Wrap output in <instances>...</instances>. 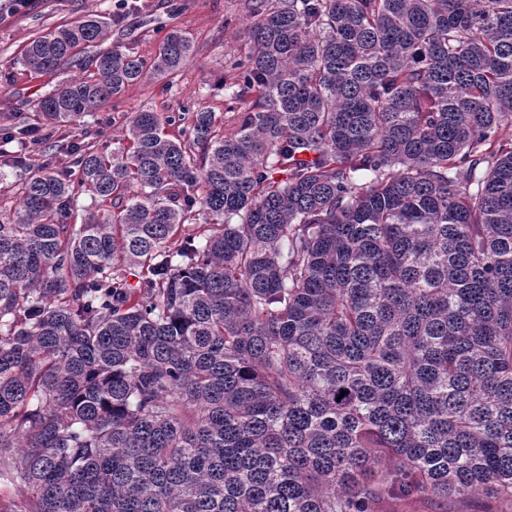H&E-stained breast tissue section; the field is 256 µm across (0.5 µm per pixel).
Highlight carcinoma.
<instances>
[{
    "label": "carcinoma",
    "mask_w": 512,
    "mask_h": 512,
    "mask_svg": "<svg viewBox=\"0 0 512 512\" xmlns=\"http://www.w3.org/2000/svg\"><path fill=\"white\" fill-rule=\"evenodd\" d=\"M249 108L135 112L0 214V512L512 503V0H242ZM89 14L30 42L53 71ZM109 50L38 140L193 55ZM90 204L80 203V198ZM205 216L199 231L184 225ZM79 219L73 224L70 219ZM140 272L137 285L129 277ZM346 395H341V391Z\"/></svg>",
    "instance_id": "obj_1"
}]
</instances>
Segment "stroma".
<instances>
[{"mask_svg":"<svg viewBox=\"0 0 512 512\" xmlns=\"http://www.w3.org/2000/svg\"><path fill=\"white\" fill-rule=\"evenodd\" d=\"M111 10L112 0H38L30 13L1 18L0 117L8 114L17 126L28 125L35 102L59 81L78 73L71 65L55 73L28 70L22 54L30 39L89 12ZM173 30L182 31L194 44V54L181 71L173 76L155 74L133 84L107 108L72 128L71 141L99 145L119 138L126 118L134 112L168 116L207 109L221 119L244 110V102L224 96L231 64L248 47L240 0H139L128 17L113 16L104 39L86 47L82 57L88 60L97 52L120 49L148 60Z\"/></svg>","mask_w":512,"mask_h":512,"instance_id":"1","label":"stroma"}]
</instances>
